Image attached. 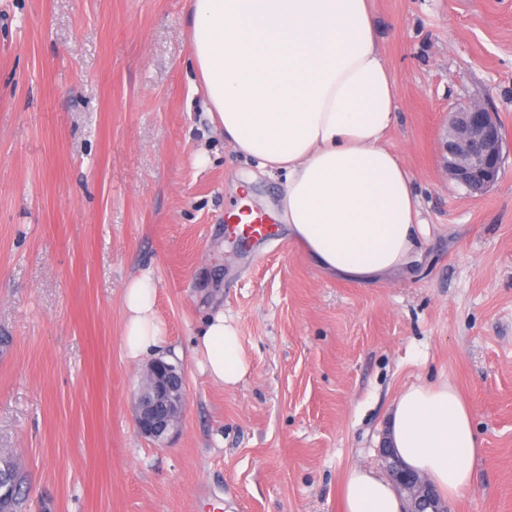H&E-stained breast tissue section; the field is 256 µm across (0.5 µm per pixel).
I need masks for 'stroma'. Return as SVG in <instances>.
Masks as SVG:
<instances>
[{"instance_id":"obj_1","label":"stroma","mask_w":512,"mask_h":512,"mask_svg":"<svg viewBox=\"0 0 512 512\" xmlns=\"http://www.w3.org/2000/svg\"><path fill=\"white\" fill-rule=\"evenodd\" d=\"M395 88L388 141L428 233L409 274L316 270L288 235L283 175L213 129L189 0H0V456L24 512H339L351 466L382 469L394 398L447 381L481 449L448 512H512V0H371ZM489 100L502 173L472 196L444 170L448 113ZM271 239L234 233L239 204ZM184 375L162 444L133 398L123 291L141 272ZM223 309L247 372L193 353Z\"/></svg>"}]
</instances>
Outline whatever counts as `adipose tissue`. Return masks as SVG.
<instances>
[{
    "label": "adipose tissue",
    "mask_w": 512,
    "mask_h": 512,
    "mask_svg": "<svg viewBox=\"0 0 512 512\" xmlns=\"http://www.w3.org/2000/svg\"><path fill=\"white\" fill-rule=\"evenodd\" d=\"M191 53L208 113L233 151L261 173L285 175L289 234L319 272L371 284L419 261L427 228L412 178L386 135L397 122L394 87L370 0H189ZM149 274L124 293L123 347L138 360L164 331ZM214 382L247 371L239 335L216 311L194 348ZM388 442L409 468L456 498L470 488L480 442L472 415L447 382L403 389ZM390 481L353 466L341 512H402Z\"/></svg>",
    "instance_id": "1"
}]
</instances>
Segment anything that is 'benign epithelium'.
<instances>
[{
    "label": "benign epithelium",
    "mask_w": 512,
    "mask_h": 512,
    "mask_svg": "<svg viewBox=\"0 0 512 512\" xmlns=\"http://www.w3.org/2000/svg\"><path fill=\"white\" fill-rule=\"evenodd\" d=\"M504 135L497 111L481 99L448 113L445 142V173L448 179L471 194H484L499 179L503 162ZM186 406L181 372L172 364L156 358L146 367L134 395V423L138 432L161 442L176 430ZM385 468L398 493L408 502L406 512H447L432 496L423 477L407 473L390 449H382Z\"/></svg>",
    "instance_id": "benign-epithelium-1"
}]
</instances>
